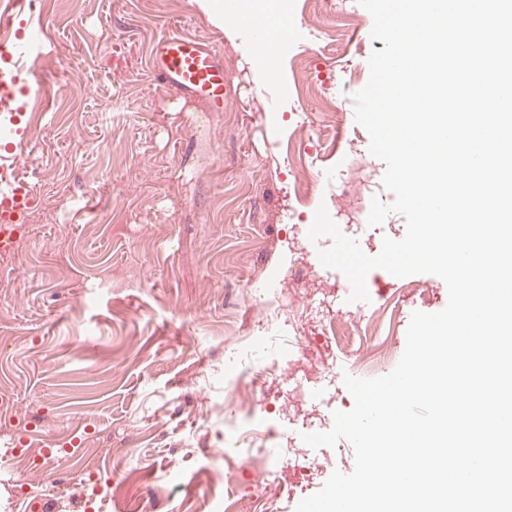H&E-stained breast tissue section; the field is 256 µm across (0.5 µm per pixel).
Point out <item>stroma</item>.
<instances>
[{"instance_id": "stroma-1", "label": "stroma", "mask_w": 512, "mask_h": 512, "mask_svg": "<svg viewBox=\"0 0 512 512\" xmlns=\"http://www.w3.org/2000/svg\"><path fill=\"white\" fill-rule=\"evenodd\" d=\"M235 2L287 24L274 80L247 56L246 37L228 38L196 0H41L31 16L0 22V31L39 28L44 44L26 61L39 89L29 104L36 118L23 125L36 146L22 165L35 202L14 255L0 257V512H27L34 499L84 512L78 490L17 465L14 447L34 417L46 441L87 440L89 467L108 483L100 512H224L228 472L246 512H262L261 478L225 451V384L257 354L283 347L252 335L265 311L249 287H271L289 263L318 262L331 246L326 236L309 239V223H289L292 210L326 205L372 257L386 224L396 237L406 233L399 213L360 227L353 202H329L349 162L336 123L355 125L352 96L383 41L308 0ZM175 26L223 53L226 110L155 82L151 41ZM317 29L338 35L333 55L309 42ZM292 144L318 159L306 201L290 188ZM91 277L111 289L89 287ZM420 280L423 293L412 299L382 269L366 278L369 302L339 291L344 313L380 324L369 352H404L412 313L446 306L445 282ZM355 355L337 354L330 370L280 386L314 388L310 418L332 419L354 406L344 377L356 374ZM249 425L268 431L271 458L288 445L315 460L316 485L355 468L353 447L312 448L287 416Z\"/></svg>"}]
</instances>
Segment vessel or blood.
<instances>
[{
  "mask_svg": "<svg viewBox=\"0 0 512 512\" xmlns=\"http://www.w3.org/2000/svg\"><path fill=\"white\" fill-rule=\"evenodd\" d=\"M42 50V42L30 37L0 42V120L15 122L25 111L34 93L25 61ZM150 64L161 87L201 101L210 111H223L224 59L211 45L173 28L153 39ZM31 201L19 157L14 151H6L0 155V253L14 248L13 226Z\"/></svg>",
  "mask_w": 512,
  "mask_h": 512,
  "instance_id": "vessel-or-blood-1",
  "label": "vessel or blood"
}]
</instances>
